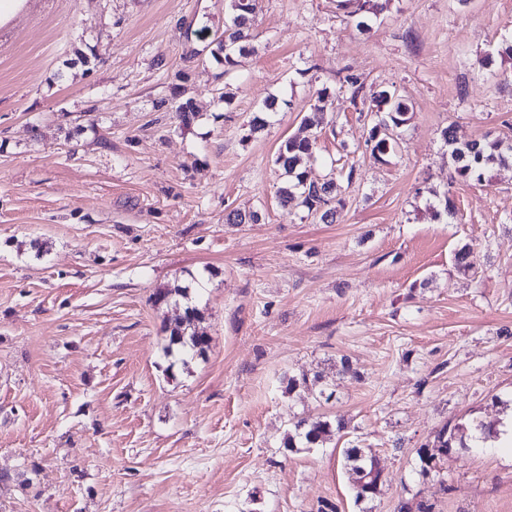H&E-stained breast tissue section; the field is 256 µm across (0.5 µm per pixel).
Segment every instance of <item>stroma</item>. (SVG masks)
<instances>
[{
  "label": "stroma",
  "mask_w": 512,
  "mask_h": 512,
  "mask_svg": "<svg viewBox=\"0 0 512 512\" xmlns=\"http://www.w3.org/2000/svg\"><path fill=\"white\" fill-rule=\"evenodd\" d=\"M254 4L229 71L207 49L227 0H26L0 27V512H512L492 444L417 456L512 408V165L449 183L441 136L512 141V0H390L365 33L337 0ZM382 89L413 112L383 163ZM293 136L316 173L356 168L333 223L276 198ZM177 286L211 341L173 368L152 297ZM318 416L346 427L284 448ZM355 445L384 469L370 501Z\"/></svg>",
  "instance_id": "obj_1"
}]
</instances>
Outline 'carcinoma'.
Here are the masks:
<instances>
[{"instance_id": "cac0c4a2", "label": "carcinoma", "mask_w": 512, "mask_h": 512, "mask_svg": "<svg viewBox=\"0 0 512 512\" xmlns=\"http://www.w3.org/2000/svg\"><path fill=\"white\" fill-rule=\"evenodd\" d=\"M388 2L389 0H346V7L350 8L349 16L355 20L356 29L365 32L368 30L366 18L383 12ZM252 12L251 0H230V13L224 22V33L213 40L216 49L212 52L213 58L227 68L238 66L239 58L253 50ZM277 106L274 99L266 102L262 112L249 122V131L256 133L264 129L272 115L277 113ZM373 107L376 108V119L369 130L367 145L370 146L371 157L382 161L394 152L398 141L378 134V128L389 127L394 133H399L411 119V106L395 92L383 89L373 98ZM442 139L448 145L454 162V170L449 176L452 182L463 181L481 185L488 181V172L493 166L512 161V147L503 146L498 139L485 137L460 146L450 127L442 131ZM314 148L315 142L305 138L290 137L281 145L274 159L282 178L277 196L280 204L302 206L308 213L318 214L320 220L325 221L336 217L337 206L342 201L336 199L334 179H318L302 166L303 158L312 156ZM176 296L185 300V306L183 314L167 326L169 337L166 353L178 356L185 365L187 360L204 355L210 340L196 330L197 323L202 319V312L192 304L190 288L185 286L161 289L155 293L154 302L167 304ZM343 428L344 424L340 421L334 426L330 421L320 418L301 419L296 422L294 431L285 437L284 447L295 448L300 440L306 447L312 448L324 443L334 432ZM495 433L493 425L482 421L460 423L450 431L443 430L433 444L438 453H432L426 447L418 449L422 471L426 473L434 468L437 455L448 453V449L455 448V445L466 447L465 439L468 438L477 445ZM345 456L353 480L364 479L368 484H375L381 478L383 469L372 452L354 446L345 450Z\"/></svg>"}]
</instances>
